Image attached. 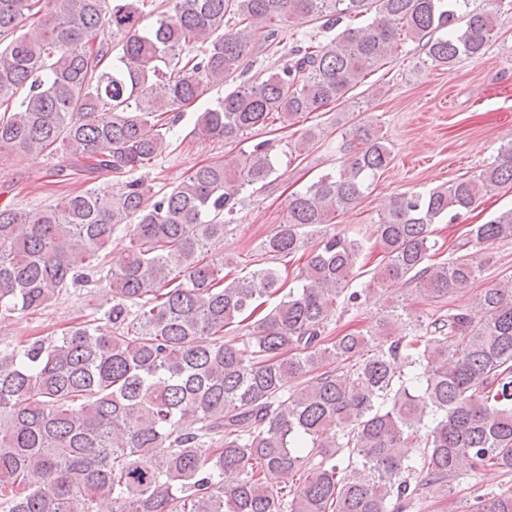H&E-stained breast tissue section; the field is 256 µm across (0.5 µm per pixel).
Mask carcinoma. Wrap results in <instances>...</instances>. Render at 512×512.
<instances>
[{
	"instance_id": "carcinoma-1",
	"label": "carcinoma",
	"mask_w": 512,
	"mask_h": 512,
	"mask_svg": "<svg viewBox=\"0 0 512 512\" xmlns=\"http://www.w3.org/2000/svg\"><path fill=\"white\" fill-rule=\"evenodd\" d=\"M499 2L168 0L159 11L151 0H0V160L52 156L59 177L103 178L36 211L0 205V321L78 286L112 300L102 325L0 348V512H94L101 499L114 512H408L463 469L512 470V276L422 335L402 302L365 333L328 331L338 304L394 283L436 303L476 280L470 249L512 238V208L443 262H431V226L512 185V143L471 178L392 197L367 288L355 287L365 240L331 226L393 160L371 122L345 133V164L292 194L262 244L293 257L318 237L289 289L272 266L224 273V221L275 173L268 141L160 197L124 179L229 78L240 83L192 133L239 142L319 112L408 41L422 64L451 70L485 52ZM317 20L336 32L332 51L312 36L276 71L249 76L256 50L275 53ZM29 21L39 38L21 33ZM120 228L127 260L111 269L104 251ZM231 326L245 339L224 341ZM293 472L304 480L292 491L268 481ZM466 512H512V487Z\"/></svg>"
}]
</instances>
